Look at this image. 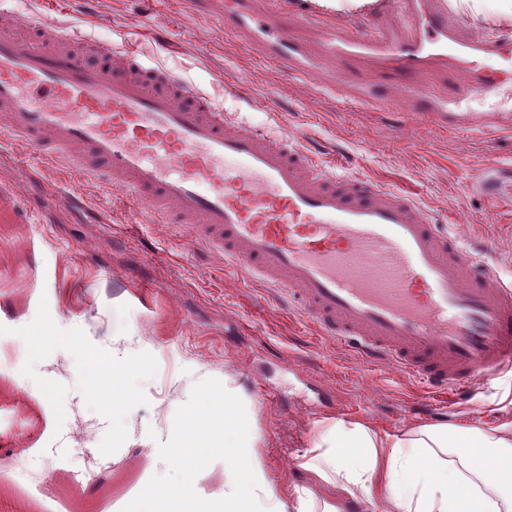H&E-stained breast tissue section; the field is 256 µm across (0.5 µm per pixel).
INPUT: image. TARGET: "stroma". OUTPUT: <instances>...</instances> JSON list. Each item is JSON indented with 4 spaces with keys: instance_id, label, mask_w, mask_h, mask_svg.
Segmentation results:
<instances>
[{
    "instance_id": "35a3bbf8",
    "label": "stroma",
    "mask_w": 512,
    "mask_h": 512,
    "mask_svg": "<svg viewBox=\"0 0 512 512\" xmlns=\"http://www.w3.org/2000/svg\"><path fill=\"white\" fill-rule=\"evenodd\" d=\"M285 7L289 33L308 42L317 29L301 23L304 15L358 35L376 21L374 12L337 15L314 0ZM18 9L99 41H134L145 63L176 70L236 121L412 192L462 240L485 241L512 281V123L454 134L401 100L369 110L341 103L286 65L255 60L244 41L226 36L218 13L199 14L191 0H19ZM323 66L357 86L402 82L366 60ZM0 192L23 233L18 251L0 240V512H124L143 483L177 485L174 428L187 405L228 382L255 403L256 449L291 504L302 488L333 496L303 462L336 420L380 432L512 423V373L437 396L393 367L359 362L316 322L273 301L263 283L199 254L184 230L129 206L121 191L33 162L10 138L0 146ZM65 193L85 210L64 204ZM49 320L46 349L31 357L30 340ZM116 356L136 368L134 396L114 413L91 388ZM116 420L123 439L109 447ZM75 477L76 498L68 491ZM223 496L217 453L198 475L199 512Z\"/></svg>"
}]
</instances>
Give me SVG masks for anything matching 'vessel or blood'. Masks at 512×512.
I'll list each match as a JSON object with an SVG mask.
<instances>
[{"label":"vessel or blood","mask_w":512,"mask_h":512,"mask_svg":"<svg viewBox=\"0 0 512 512\" xmlns=\"http://www.w3.org/2000/svg\"><path fill=\"white\" fill-rule=\"evenodd\" d=\"M281 0H222L224 30L353 103L384 105L391 85L355 91L292 39ZM410 31L384 23L354 35L323 28L325 56L375 57L408 74L404 97L448 129H483L512 112V37L462 33L446 0H396ZM0 12V134L184 225L204 254L260 281L359 360L386 364L447 393L512 369V283L432 221L412 193L360 174L329 173L293 139L245 127L211 97L129 46L70 39ZM450 74L446 95L418 83Z\"/></svg>","instance_id":"obj_1"}]
</instances>
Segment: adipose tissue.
Here are the masks:
<instances>
[{
	"instance_id": "ef3b65f1",
	"label": "adipose tissue",
	"mask_w": 512,
	"mask_h": 512,
	"mask_svg": "<svg viewBox=\"0 0 512 512\" xmlns=\"http://www.w3.org/2000/svg\"><path fill=\"white\" fill-rule=\"evenodd\" d=\"M249 403L231 386L193 403L174 430L181 482L162 493L144 487L137 512H195L196 476L217 449L224 453L222 512H287L239 418ZM304 467L349 496L399 486L393 512H512V423L380 433L365 422L339 420L321 434Z\"/></svg>"
}]
</instances>
